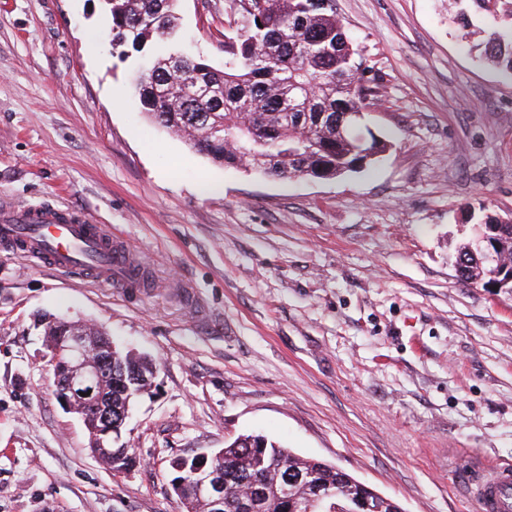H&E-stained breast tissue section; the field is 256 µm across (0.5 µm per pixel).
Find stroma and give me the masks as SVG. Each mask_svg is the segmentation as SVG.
<instances>
[{"label":"stroma","instance_id":"1","mask_svg":"<svg viewBox=\"0 0 512 512\" xmlns=\"http://www.w3.org/2000/svg\"><path fill=\"white\" fill-rule=\"evenodd\" d=\"M392 147L327 180L221 167L150 126L142 54L100 0H0V205L110 225L144 288L0 249V512H183L173 459L245 433L341 468L404 512H474L470 456L512 462V293L455 263L512 219V75L461 40L475 0H335ZM188 52L224 66V0H182ZM94 323L155 359L105 468L53 395L39 321Z\"/></svg>","mask_w":512,"mask_h":512}]
</instances>
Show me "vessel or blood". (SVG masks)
Here are the masks:
<instances>
[{"label": "vessel or blood", "instance_id": "1", "mask_svg": "<svg viewBox=\"0 0 512 512\" xmlns=\"http://www.w3.org/2000/svg\"><path fill=\"white\" fill-rule=\"evenodd\" d=\"M22 241V254L44 267L110 287L136 284L139 260L108 225L81 211L41 203L0 207V245ZM462 483L475 512H512V465L472 457Z\"/></svg>", "mask_w": 512, "mask_h": 512}]
</instances>
